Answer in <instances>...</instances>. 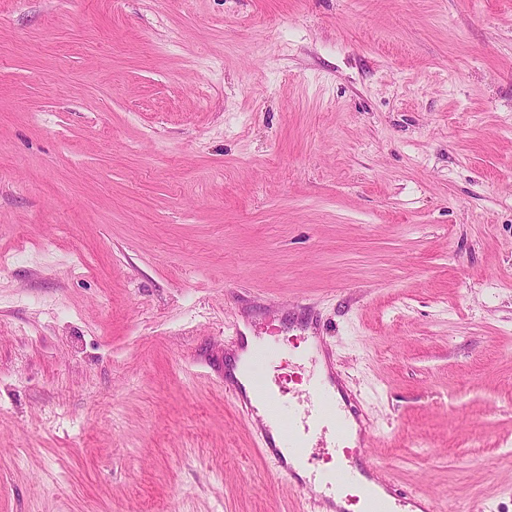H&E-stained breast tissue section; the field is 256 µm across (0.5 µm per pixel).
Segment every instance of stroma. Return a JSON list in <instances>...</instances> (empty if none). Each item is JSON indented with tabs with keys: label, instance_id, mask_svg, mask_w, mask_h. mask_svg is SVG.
Listing matches in <instances>:
<instances>
[{
	"label": "stroma",
	"instance_id": "1",
	"mask_svg": "<svg viewBox=\"0 0 512 512\" xmlns=\"http://www.w3.org/2000/svg\"><path fill=\"white\" fill-rule=\"evenodd\" d=\"M0 253V512H299L242 325L512 512V0H0ZM255 343L256 341L252 336H245L244 348L238 351L231 370L234 380L243 385L247 391L249 389V371L252 367ZM261 420L265 433L262 435L261 448H258V450L261 454L273 457L277 460L279 467L277 474L279 478L286 481L288 485L292 487L295 491H297L299 494L305 495L307 493L314 495V501L317 505L323 506V508L328 507L329 505V510L332 509L333 511L336 512L344 511V509L336 508V505L331 496H326L324 492L315 493L313 491L312 485H308L300 481L295 483L296 475L294 474L293 470L284 463L283 459L278 453L280 447H278L272 441V438L269 434V429H267L266 425H264L262 418Z\"/></svg>",
	"mask_w": 512,
	"mask_h": 512
}]
</instances>
